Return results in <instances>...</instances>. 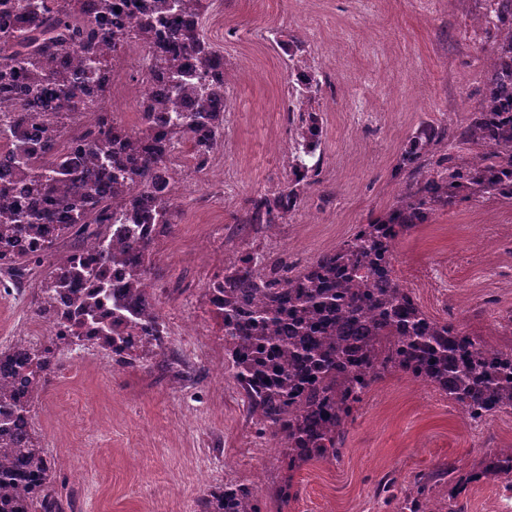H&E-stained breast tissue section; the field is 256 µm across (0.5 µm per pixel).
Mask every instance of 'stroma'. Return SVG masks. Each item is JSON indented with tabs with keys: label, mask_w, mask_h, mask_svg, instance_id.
I'll list each match as a JSON object with an SVG mask.
<instances>
[{
	"label": "stroma",
	"mask_w": 512,
	"mask_h": 512,
	"mask_svg": "<svg viewBox=\"0 0 512 512\" xmlns=\"http://www.w3.org/2000/svg\"><path fill=\"white\" fill-rule=\"evenodd\" d=\"M490 0H210L200 24L222 53L229 110L224 148L206 171L190 146L173 161L176 224L156 242L151 282L165 325L162 350L113 363L92 347L66 352L34 409L35 436L54 459L63 512H199L213 486L249 485L263 512H391L380 483L403 487L452 462L477 469L491 449L512 448V414L476 430L432 386L393 372L374 383L347 426L339 460L282 470L275 440L257 437L225 363L224 331L205 293L232 251L252 245L267 261L302 269L395 205L406 178L396 160L420 123L465 125L482 99L498 43ZM303 41L323 85L312 105L323 156L287 222L254 233L251 199L288 177L294 130L281 106L286 46ZM139 49L114 63L124 124H139ZM394 270L429 316L493 345L512 347V203L469 199L399 236ZM33 296L0 293V349L44 343ZM291 481L296 498L280 506Z\"/></svg>",
	"instance_id": "obj_1"
}]
</instances>
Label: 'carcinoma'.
Here are the masks:
<instances>
[{"label": "carcinoma", "instance_id": "carcinoma-1", "mask_svg": "<svg viewBox=\"0 0 512 512\" xmlns=\"http://www.w3.org/2000/svg\"><path fill=\"white\" fill-rule=\"evenodd\" d=\"M204 0H142L135 20L111 23L127 0H0V100H14L0 158V272L14 284L43 266L37 315L57 328L39 346L0 351V512H62L53 466L32 428L33 403L47 388L63 352L95 345L121 359L163 348L164 331L150 279L159 235L175 224V181L168 166L188 143L195 170L208 168L224 136L225 74L200 31ZM499 53L484 77V99L455 131L423 123L409 137L396 169L411 183L387 218L361 224L352 238L303 270L288 259L270 264L251 247L237 250L206 286L224 329L232 377L262 436L279 442L290 472L342 455L355 406L382 375L406 374L437 388L480 418L512 413V349L503 351L458 325L427 315L392 271L399 233L471 198L512 199V0H492ZM196 20L171 22L174 14ZM151 54L159 97L139 102L140 126L128 129L103 110L113 66L131 43ZM296 82L288 92L295 126L288 181L251 200L242 220L269 229L285 223L302 189L320 175V117L305 105L322 85L301 42L288 45ZM35 112L33 131L25 114ZM470 145V161L442 158L428 170L433 147ZM73 250L55 256L57 240ZM110 246L84 256L93 239ZM126 273L112 288L110 272ZM461 489L481 479L512 485V448L459 476L453 463L417 474L402 494L381 485L395 512L435 507V477ZM201 512H261L249 486L226 482L208 491Z\"/></svg>", "mask_w": 512, "mask_h": 512}]
</instances>
